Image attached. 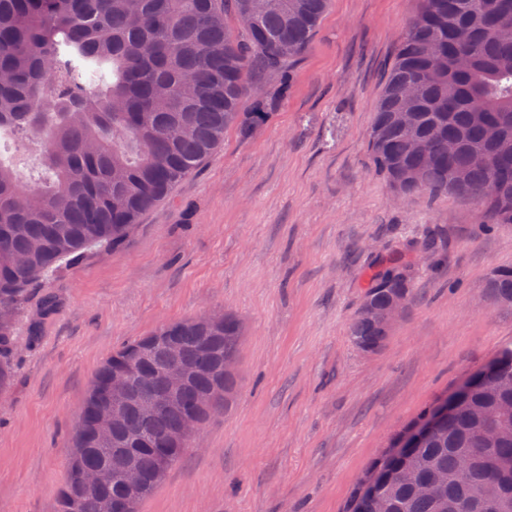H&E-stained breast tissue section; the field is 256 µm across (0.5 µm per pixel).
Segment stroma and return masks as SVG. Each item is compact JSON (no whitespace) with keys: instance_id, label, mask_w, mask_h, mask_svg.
Here are the masks:
<instances>
[{"instance_id":"stroma-1","label":"stroma","mask_w":512,"mask_h":512,"mask_svg":"<svg viewBox=\"0 0 512 512\" xmlns=\"http://www.w3.org/2000/svg\"><path fill=\"white\" fill-rule=\"evenodd\" d=\"M420 0H330L294 82L252 138L236 130L140 221L36 284L0 403V512H55L68 432L112 351L204 311L243 329L238 385L139 512H343L391 437L512 344L489 270L512 224L477 205L397 195L367 141ZM449 243L434 271L424 229ZM416 267V297L375 353L349 325L378 262Z\"/></svg>"}]
</instances>
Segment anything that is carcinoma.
Returning a JSON list of instances; mask_svg holds the SVG:
<instances>
[{"label":"carcinoma","instance_id":"cac0c4a2","mask_svg":"<svg viewBox=\"0 0 512 512\" xmlns=\"http://www.w3.org/2000/svg\"><path fill=\"white\" fill-rule=\"evenodd\" d=\"M329 0H0V135L24 132L40 148L44 178L27 183L0 162V398L12 379L17 313L30 287L81 253L125 245L140 218L193 174L233 128L265 125L292 87L296 60ZM242 15L254 16L247 27ZM253 91L250 109L241 110ZM373 165L405 195L474 200L485 224H512V0H421L400 41L368 141ZM371 275L351 343L370 354L388 339L376 316L396 292L415 298V274ZM488 295L512 307V266L493 268ZM242 326L230 313L159 327L101 365L71 433V456L103 469L87 488L74 460L57 512H125L117 479L125 458L143 476L138 500L165 479L190 440L168 442L186 418L224 413ZM191 371L178 401L145 415L137 400L165 392L168 343ZM482 368L436 432L409 437L431 408L392 439L358 483L347 512H512V346ZM134 361L133 398L99 445L95 421L109 403L112 370Z\"/></svg>","mask_w":512,"mask_h":512}]
</instances>
